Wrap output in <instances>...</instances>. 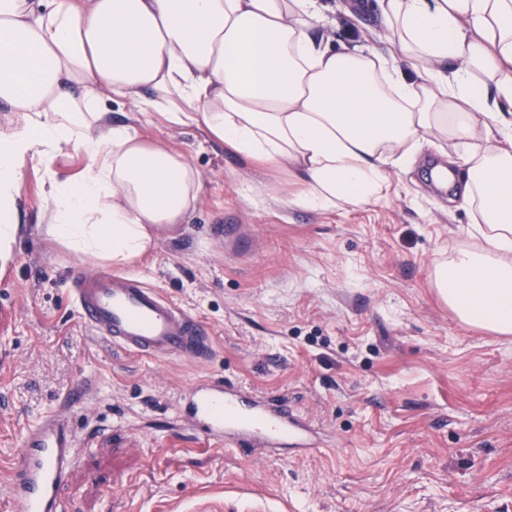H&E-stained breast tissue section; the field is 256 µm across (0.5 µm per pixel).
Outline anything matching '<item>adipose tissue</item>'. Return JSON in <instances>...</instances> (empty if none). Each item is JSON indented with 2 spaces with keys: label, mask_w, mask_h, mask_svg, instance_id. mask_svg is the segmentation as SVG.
<instances>
[{
  "label": "adipose tissue",
  "mask_w": 512,
  "mask_h": 512,
  "mask_svg": "<svg viewBox=\"0 0 512 512\" xmlns=\"http://www.w3.org/2000/svg\"><path fill=\"white\" fill-rule=\"evenodd\" d=\"M318 0H0V260L43 167L50 233L73 256L132 266L201 192L178 151L114 124L104 103L197 126L247 159L288 164L314 210L378 201L424 141H452L479 243L437 262L464 324L512 335V0H382L397 48L336 51L309 29ZM414 78H406L402 62ZM66 151L89 164L58 177Z\"/></svg>",
  "instance_id": "1"
}]
</instances>
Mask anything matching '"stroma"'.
I'll return each instance as SVG.
<instances>
[{
  "instance_id": "35a3bbf8",
  "label": "stroma",
  "mask_w": 512,
  "mask_h": 512,
  "mask_svg": "<svg viewBox=\"0 0 512 512\" xmlns=\"http://www.w3.org/2000/svg\"><path fill=\"white\" fill-rule=\"evenodd\" d=\"M319 5L316 42L390 54L379 0ZM107 108L199 174L189 222L125 273L201 320L213 351L140 358L93 334L68 288L74 268L98 264L49 235L43 173L28 169L26 228L0 264V496L25 429L53 410L80 440L65 512H191L198 496L232 512L254 498L262 512H512V337L460 323L436 294L435 263L475 240L470 213L428 178L433 145L391 170L378 202L312 211L289 204L302 185L287 166L128 100ZM227 222L248 249L216 234ZM205 378L288 398L324 446L303 457L199 450L178 403ZM85 379V404L71 405Z\"/></svg>"
}]
</instances>
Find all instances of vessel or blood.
<instances>
[{
  "label": "vessel or blood",
  "mask_w": 512,
  "mask_h": 512,
  "mask_svg": "<svg viewBox=\"0 0 512 512\" xmlns=\"http://www.w3.org/2000/svg\"><path fill=\"white\" fill-rule=\"evenodd\" d=\"M70 296L92 332L133 355L202 359L211 348L198 319L136 279L80 271ZM180 415L207 443L233 442L265 454L288 446L313 451L323 444L320 432L287 399L246 393L230 382H195L180 401ZM77 444L70 422L54 414L28 428L0 512H63L61 491Z\"/></svg>",
  "instance_id": "1"
}]
</instances>
